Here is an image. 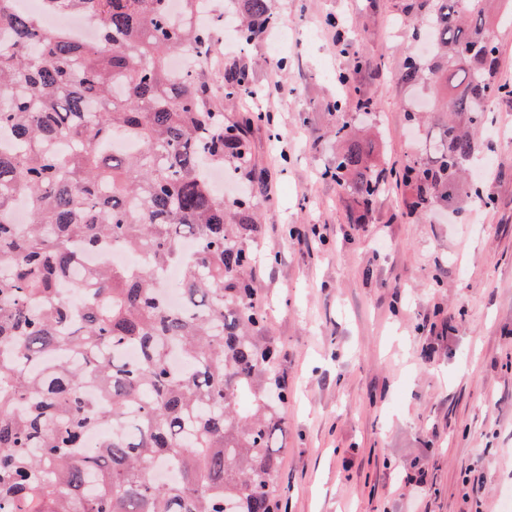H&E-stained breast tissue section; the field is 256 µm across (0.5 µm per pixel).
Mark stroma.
<instances>
[{
    "mask_svg": "<svg viewBox=\"0 0 512 512\" xmlns=\"http://www.w3.org/2000/svg\"><path fill=\"white\" fill-rule=\"evenodd\" d=\"M217 44L198 70L225 124L263 109L247 130L251 161L224 159L226 205L247 198L256 231L250 285L266 307L288 389L276 479L287 512H502L512 495V98L490 102L454 209L413 214L403 189L353 224L350 195L324 172L338 145L328 104L351 75L372 111L346 103L381 163L425 159L443 113L405 119L400 82L417 54L399 0H269L291 40L228 49L231 0H211ZM340 19L342 30L331 26ZM365 66H358V59ZM249 70L258 101L226 105L224 72ZM282 83L275 91L274 83ZM317 226L300 241L297 229Z\"/></svg>",
    "mask_w": 512,
    "mask_h": 512,
    "instance_id": "1",
    "label": "stroma"
}]
</instances>
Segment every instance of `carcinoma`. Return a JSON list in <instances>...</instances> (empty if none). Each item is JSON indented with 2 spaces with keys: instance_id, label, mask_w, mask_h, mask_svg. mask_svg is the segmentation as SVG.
Returning a JSON list of instances; mask_svg holds the SVG:
<instances>
[{
  "instance_id": "1",
  "label": "carcinoma",
  "mask_w": 512,
  "mask_h": 512,
  "mask_svg": "<svg viewBox=\"0 0 512 512\" xmlns=\"http://www.w3.org/2000/svg\"><path fill=\"white\" fill-rule=\"evenodd\" d=\"M0 0V512H282L273 439L287 399L265 312L246 281L254 230L239 229L206 164L249 154L243 130L206 107L207 86L168 60L215 50L191 21L204 0H44L94 20L84 43L47 31ZM491 0H405L415 35L433 49L406 59L400 83L448 91L434 160L402 169L372 160L344 99L333 103L341 147L325 176L354 197L360 224L395 182L413 210L460 191V172L485 125L482 103L512 96L496 79ZM274 24L268 0H243L241 37ZM260 95L249 72L224 74V98ZM129 140L134 149L115 151ZM29 204L17 223V200ZM191 240L193 253L181 242ZM141 250L133 269L103 263L59 285L108 243ZM183 268L172 309L158 287ZM96 428L111 430L84 449Z\"/></svg>"
}]
</instances>
